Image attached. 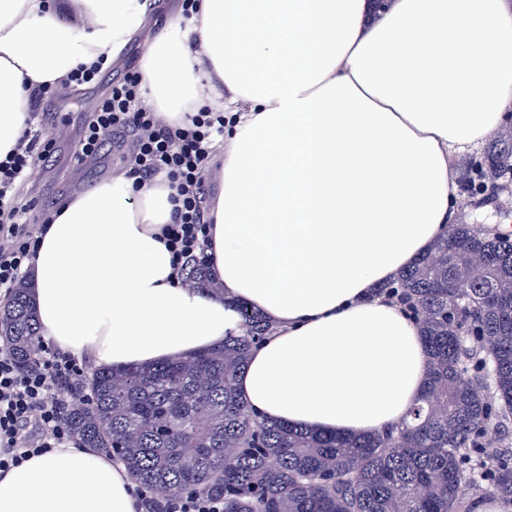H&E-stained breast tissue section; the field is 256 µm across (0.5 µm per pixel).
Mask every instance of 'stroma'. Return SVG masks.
Returning <instances> with one entry per match:
<instances>
[{"label":"stroma","mask_w":512,"mask_h":512,"mask_svg":"<svg viewBox=\"0 0 512 512\" xmlns=\"http://www.w3.org/2000/svg\"><path fill=\"white\" fill-rule=\"evenodd\" d=\"M148 48L147 40L133 37L97 86L66 85L55 99H36L34 128L42 141L52 143L53 152L49 161L32 166L14 188L17 205L30 210V224H37L38 208L69 199L94 183L120 175L121 153L114 145H107L99 156L79 164L74 160L75 143L84 121L96 112L113 79L137 70Z\"/></svg>","instance_id":"1"}]
</instances>
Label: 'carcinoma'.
<instances>
[{
  "label": "carcinoma",
  "instance_id": "cac0c4a2",
  "mask_svg": "<svg viewBox=\"0 0 512 512\" xmlns=\"http://www.w3.org/2000/svg\"><path fill=\"white\" fill-rule=\"evenodd\" d=\"M512 175V130L468 160V197H496ZM187 279L215 291L207 258ZM420 326L428 352L421 402L382 433L340 436L264 420L236 392L252 348L272 324L246 303L241 332L189 357L81 379L88 402L64 420L81 448L112 452L150 495L153 512L184 495L216 498L223 512H472L462 487L512 447V234L458 223L378 288ZM0 338L22 370L43 346L29 281L0 310ZM488 495L512 500V466L489 473Z\"/></svg>",
  "mask_w": 512,
  "mask_h": 512
}]
</instances>
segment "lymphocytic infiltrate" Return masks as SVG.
<instances>
[{"mask_svg": "<svg viewBox=\"0 0 512 512\" xmlns=\"http://www.w3.org/2000/svg\"><path fill=\"white\" fill-rule=\"evenodd\" d=\"M113 136L132 152L129 175L144 181L165 177L175 189L174 221L166 225L165 235L175 260L188 264L204 248L205 183L214 148L224 140L223 108L200 109L184 128L163 124L142 103L139 80L132 73L113 82L84 127L76 161L98 155ZM49 149L32 132L25 146L0 161V291L6 293L22 278L36 245L13 188ZM83 374L81 363L57 355L22 371L0 350V476L29 456L73 443L62 414L77 398Z\"/></svg>", "mask_w": 512, "mask_h": 512, "instance_id": "1", "label": "lymphocytic infiltrate"}]
</instances>
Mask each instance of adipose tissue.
I'll return each instance as SVG.
<instances>
[{
  "label": "adipose tissue",
  "instance_id": "1",
  "mask_svg": "<svg viewBox=\"0 0 512 512\" xmlns=\"http://www.w3.org/2000/svg\"><path fill=\"white\" fill-rule=\"evenodd\" d=\"M145 0H0V161L32 93L118 56ZM139 69L171 125L223 100L207 202V294L182 287L163 237L166 181L124 175L51 209L28 267L45 340L115 369L269 318L237 392L259 417L340 435L399 426L426 379L414 319L378 287L454 224V156L512 110V0H200L172 12ZM125 466L95 448L34 456L0 478V512H137Z\"/></svg>",
  "mask_w": 512,
  "mask_h": 512
}]
</instances>
